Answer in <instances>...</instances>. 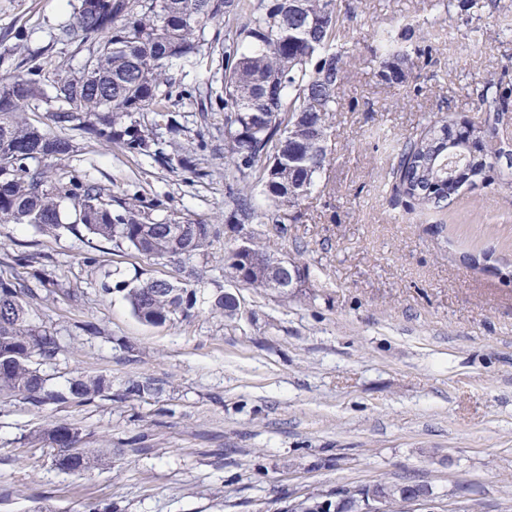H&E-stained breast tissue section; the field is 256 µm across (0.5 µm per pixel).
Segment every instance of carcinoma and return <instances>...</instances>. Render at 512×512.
Wrapping results in <instances>:
<instances>
[{
    "label": "carcinoma",
    "instance_id": "cac0c4a2",
    "mask_svg": "<svg viewBox=\"0 0 512 512\" xmlns=\"http://www.w3.org/2000/svg\"><path fill=\"white\" fill-rule=\"evenodd\" d=\"M77 0L72 20L58 29L61 42L88 45L76 76L53 81L54 105L46 128L27 121L26 112L46 100L45 75L36 58L13 64L0 53V224H30L41 232L66 229L125 243L150 258L191 262L204 254L212 226L173 212L163 219L167 198L143 202L132 195L113 207L112 189L77 172L57 175L32 165L38 159L62 160L75 151L70 133L108 143L134 157H149L173 173L199 179L204 134L181 141L182 115L171 109L169 73L182 62L218 60V77L204 91L185 89L205 110L224 112V212L227 224H286L297 219L332 164L331 119L349 51L338 48L337 0ZM220 23L210 40L206 28ZM382 77L409 82L419 57L382 35ZM484 88L481 111L506 112L501 92ZM447 120L436 121L398 149L396 178L421 210L443 208L463 187L473 186L494 168L483 155H448ZM262 186L267 207L258 211L253 183ZM74 210L65 221L64 203ZM14 262L34 268L32 279L0 278V398L21 396L31 406L91 402L112 395L104 375L78 376L58 389L47 387L43 361L60 345L48 329L32 320L40 289H70L38 267L39 256L22 254ZM125 293L135 317L164 325L191 316L198 289L190 281L147 278L122 280L104 291ZM213 307L233 320L239 304L220 292ZM35 438L53 445L56 465L67 472L89 470L105 449L81 447L82 431L52 422Z\"/></svg>",
    "mask_w": 512,
    "mask_h": 512
}]
</instances>
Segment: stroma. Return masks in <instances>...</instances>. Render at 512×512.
I'll return each instance as SVG.
<instances>
[{
	"instance_id": "stroma-1",
	"label": "stroma",
	"mask_w": 512,
	"mask_h": 512,
	"mask_svg": "<svg viewBox=\"0 0 512 512\" xmlns=\"http://www.w3.org/2000/svg\"><path fill=\"white\" fill-rule=\"evenodd\" d=\"M352 52L332 119L335 162L284 231L254 225L272 251L300 261L288 295L236 288L224 273V115L181 99L188 137L204 133L202 181L81 139L61 171L110 186L115 199L166 194L169 208L209 222L215 237L193 315L140 322L105 273L179 279L175 264L127 245L28 224H0L5 261L37 253L81 303L52 295L35 320L61 350L51 385L77 374L112 379V400L49 404L0 399V512H275L340 485L423 483L436 512H512V186L477 184L423 211L396 186V149L431 120H483L477 86L512 89V0H339ZM70 0H0V52L37 57L47 79L78 74L87 50L55 41ZM421 57L415 77L383 80L378 30ZM478 255L476 265L463 256ZM236 291L242 312L212 307ZM93 331H85V324ZM157 392L124 396L131 379ZM81 428L109 459L61 470L45 422Z\"/></svg>"
}]
</instances>
